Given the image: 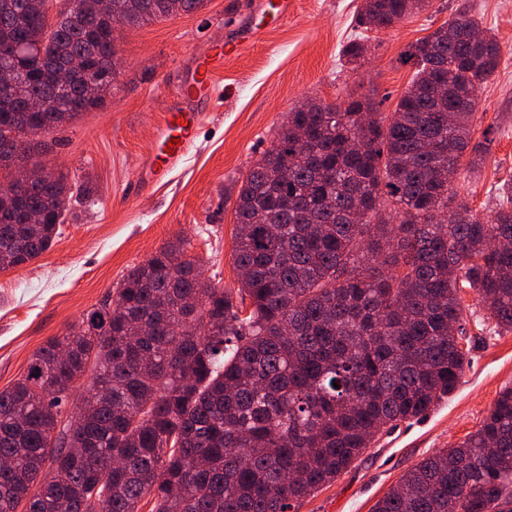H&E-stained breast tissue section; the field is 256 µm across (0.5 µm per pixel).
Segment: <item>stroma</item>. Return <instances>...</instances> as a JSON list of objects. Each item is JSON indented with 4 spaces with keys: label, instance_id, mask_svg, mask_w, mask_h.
Masks as SVG:
<instances>
[{
    "label": "stroma",
    "instance_id": "obj_1",
    "mask_svg": "<svg viewBox=\"0 0 512 512\" xmlns=\"http://www.w3.org/2000/svg\"><path fill=\"white\" fill-rule=\"evenodd\" d=\"M292 2L287 21L262 41L244 43L219 70L217 97L199 116L195 144L157 184L144 179L177 87L199 57L250 27L254 0H205L196 12L121 30L123 69L111 95L49 136L51 160L84 202L72 205L47 251L0 270V390L26 374L49 338L68 333L168 241L185 239L208 282L237 290V191L288 113L308 98L338 104L364 96L378 111H394L414 72L401 53L459 9L481 16L501 58L472 132L483 162L460 170L451 187L481 213L495 208L499 186L512 180V0H430L422 12L366 33L358 25L363 0ZM358 37L366 52L353 65L342 50ZM460 295L470 364L454 392L426 417L380 435L295 512H373L415 464L476 431L512 387V332L494 329L475 291Z\"/></svg>",
    "mask_w": 512,
    "mask_h": 512
}]
</instances>
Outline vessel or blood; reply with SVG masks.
I'll return each instance as SVG.
<instances>
[{"label": "vessel or blood", "mask_w": 512, "mask_h": 512, "mask_svg": "<svg viewBox=\"0 0 512 512\" xmlns=\"http://www.w3.org/2000/svg\"><path fill=\"white\" fill-rule=\"evenodd\" d=\"M241 50V42L232 40L223 47L214 49L210 54L198 60L196 78L181 86L176 92V103L170 112L159 136L160 148L151 163L154 176H164L166 171L179 164L193 146L198 133L196 109L207 97L213 96L215 89V70L219 63L236 57ZM179 140L180 145L174 152H167L171 140Z\"/></svg>", "instance_id": "vessel-or-blood-1"}]
</instances>
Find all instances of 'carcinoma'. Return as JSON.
Instances as JSON below:
<instances>
[{
	"mask_svg": "<svg viewBox=\"0 0 512 512\" xmlns=\"http://www.w3.org/2000/svg\"><path fill=\"white\" fill-rule=\"evenodd\" d=\"M203 2L112 9L126 28ZM428 3L363 0L358 21L386 29ZM116 40L109 18L60 9L49 21L41 0H0V65L19 72L0 95L3 178L43 166L51 144L32 130L49 135L112 93L85 97L77 73L63 94L52 75L75 59L108 68ZM402 60L414 78L386 116L369 97L309 98L288 113L238 190V294L204 283L185 242L171 241L0 391V512H139L147 496L153 512H292L378 434L454 391L468 365L461 285L512 331V182L485 217L448 181L477 165L470 143L499 44L461 13ZM31 98L48 107L22 111ZM73 196L57 170L0 197L1 270L52 245ZM30 212L44 221L26 223ZM506 496L512 388L374 512H494Z\"/></svg>",
	"mask_w": 512,
	"mask_h": 512,
	"instance_id": "1",
	"label": "carcinoma"
}]
</instances>
